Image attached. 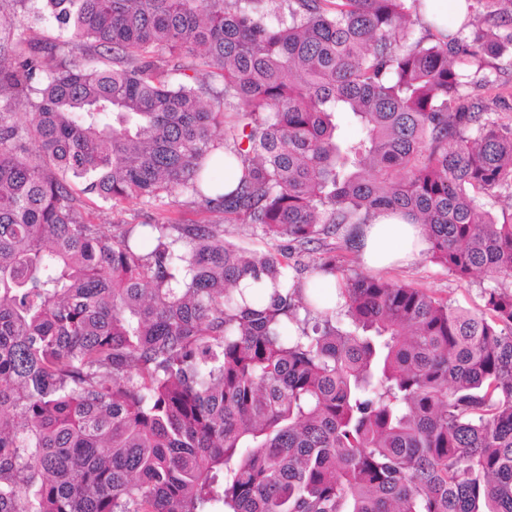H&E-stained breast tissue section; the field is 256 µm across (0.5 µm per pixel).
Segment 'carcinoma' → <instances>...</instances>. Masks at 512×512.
I'll list each match as a JSON object with an SVG mask.
<instances>
[{"label":"carcinoma","instance_id":"carcinoma-1","mask_svg":"<svg viewBox=\"0 0 512 512\" xmlns=\"http://www.w3.org/2000/svg\"><path fill=\"white\" fill-rule=\"evenodd\" d=\"M30 2L0 0V512H512V224L480 204L512 125L463 74L512 56V0L418 38L423 0ZM83 195L224 223L114 233ZM393 211L496 281L482 311L363 274L317 307L336 257L295 256ZM225 238L235 244L250 249L264 250L267 248V240L261 231L250 226L240 224L224 225Z\"/></svg>","mask_w":512,"mask_h":512}]
</instances>
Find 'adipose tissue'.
I'll return each mask as SVG.
<instances>
[{"label":"adipose tissue","mask_w":512,"mask_h":512,"mask_svg":"<svg viewBox=\"0 0 512 512\" xmlns=\"http://www.w3.org/2000/svg\"><path fill=\"white\" fill-rule=\"evenodd\" d=\"M427 248L421 226L399 213L380 215L363 228L361 257L372 269L411 263Z\"/></svg>","instance_id":"adipose-tissue-1"}]
</instances>
